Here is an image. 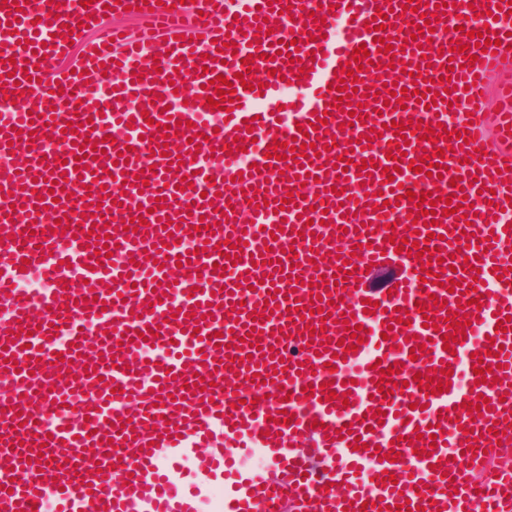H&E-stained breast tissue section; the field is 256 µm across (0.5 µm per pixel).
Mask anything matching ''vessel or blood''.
Segmentation results:
<instances>
[{"instance_id":"vessel-or-blood-1","label":"vessel or blood","mask_w":512,"mask_h":512,"mask_svg":"<svg viewBox=\"0 0 512 512\" xmlns=\"http://www.w3.org/2000/svg\"><path fill=\"white\" fill-rule=\"evenodd\" d=\"M510 65L512 0H0V512H512Z\"/></svg>"}]
</instances>
